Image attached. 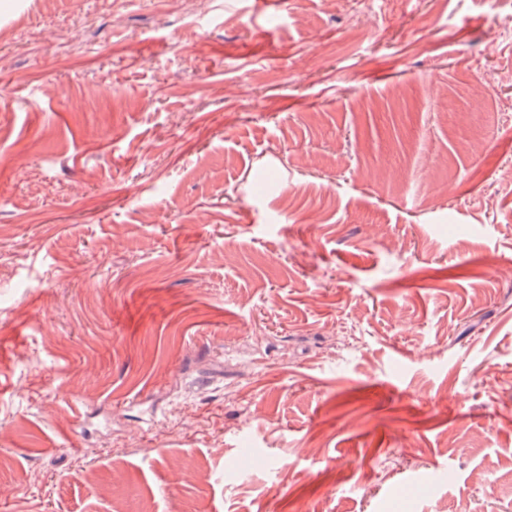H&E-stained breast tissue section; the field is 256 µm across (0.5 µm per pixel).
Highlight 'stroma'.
Returning a JSON list of instances; mask_svg holds the SVG:
<instances>
[{"instance_id": "obj_1", "label": "stroma", "mask_w": 512, "mask_h": 512, "mask_svg": "<svg viewBox=\"0 0 512 512\" xmlns=\"http://www.w3.org/2000/svg\"><path fill=\"white\" fill-rule=\"evenodd\" d=\"M510 16L0 7V512H512Z\"/></svg>"}]
</instances>
